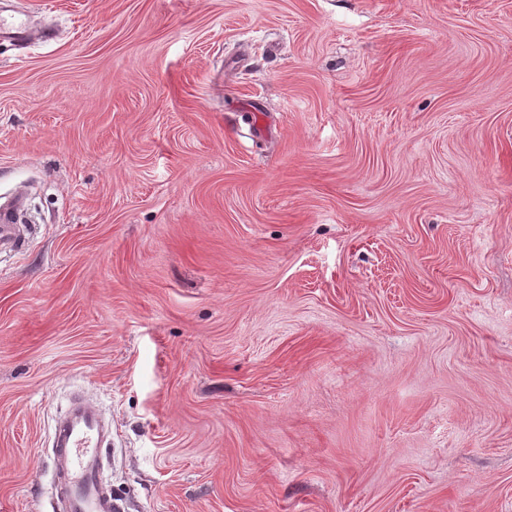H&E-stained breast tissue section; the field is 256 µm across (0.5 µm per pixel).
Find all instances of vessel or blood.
Instances as JSON below:
<instances>
[{
  "mask_svg": "<svg viewBox=\"0 0 512 512\" xmlns=\"http://www.w3.org/2000/svg\"><path fill=\"white\" fill-rule=\"evenodd\" d=\"M22 212L21 199L0 201V249L22 246ZM107 433L102 413L88 403L71 401L59 413L52 450L56 471L64 483L62 512H121L102 482L100 448Z\"/></svg>",
  "mask_w": 512,
  "mask_h": 512,
  "instance_id": "1",
  "label": "vessel or blood"
}]
</instances>
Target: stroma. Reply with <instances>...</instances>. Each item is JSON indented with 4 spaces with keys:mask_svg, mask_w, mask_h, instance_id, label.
I'll return each mask as SVG.
<instances>
[{
    "mask_svg": "<svg viewBox=\"0 0 512 512\" xmlns=\"http://www.w3.org/2000/svg\"><path fill=\"white\" fill-rule=\"evenodd\" d=\"M17 189L0 512H512V0H0ZM105 419L97 408L73 400L56 419L52 450L63 480L61 512H120L121 507L102 482L100 448L107 436Z\"/></svg>",
    "mask_w": 512,
    "mask_h": 512,
    "instance_id": "35a3bbf8",
    "label": "stroma"
}]
</instances>
